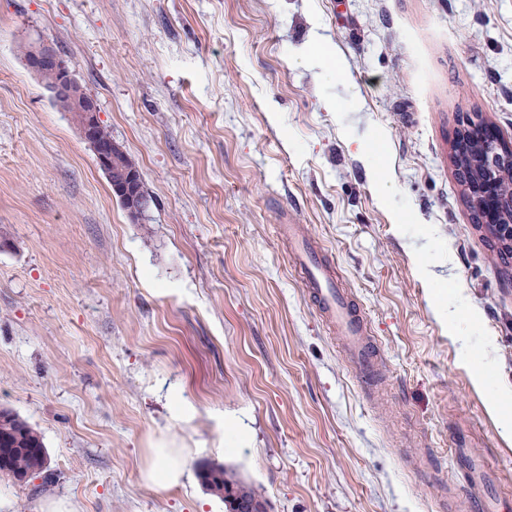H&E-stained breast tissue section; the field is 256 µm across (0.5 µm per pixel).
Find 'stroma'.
<instances>
[{"mask_svg": "<svg viewBox=\"0 0 512 512\" xmlns=\"http://www.w3.org/2000/svg\"><path fill=\"white\" fill-rule=\"evenodd\" d=\"M40 41L139 166L141 222L27 67ZM473 112L512 143V0H0V408L55 474H0V512H225L209 463L269 512H463L458 448L512 498V273L449 157ZM290 222L363 310L371 390ZM162 439L169 490L142 478ZM168 443L162 441L150 448V461L143 470V479L150 485L171 489L180 486L183 467L178 459L179 449L167 447ZM202 485L218 497L224 499V490L229 489L247 504L267 503L263 496L251 485L245 483L238 475L223 465L206 464L198 470Z\"/></svg>", "mask_w": 512, "mask_h": 512, "instance_id": "35a3bbf8", "label": "stroma"}]
</instances>
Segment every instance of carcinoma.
<instances>
[{
  "instance_id": "carcinoma-1",
  "label": "carcinoma",
  "mask_w": 512,
  "mask_h": 512,
  "mask_svg": "<svg viewBox=\"0 0 512 512\" xmlns=\"http://www.w3.org/2000/svg\"><path fill=\"white\" fill-rule=\"evenodd\" d=\"M468 132L470 139L466 145V153L453 161L464 195L467 194L471 182L468 158L484 152L483 144L476 140L477 129L470 128ZM0 472L24 477L29 481L40 478L45 484L52 482L48 454L41 434L19 415L6 408L0 409ZM198 477L207 490L220 498L224 497V490L229 489L247 504L265 502L255 488L222 465H203L198 470Z\"/></svg>"
}]
</instances>
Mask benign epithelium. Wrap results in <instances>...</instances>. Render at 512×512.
Here are the masks:
<instances>
[{
	"instance_id": "7a95c632",
	"label": "benign epithelium",
	"mask_w": 512,
	"mask_h": 512,
	"mask_svg": "<svg viewBox=\"0 0 512 512\" xmlns=\"http://www.w3.org/2000/svg\"><path fill=\"white\" fill-rule=\"evenodd\" d=\"M28 65L37 73L51 71L53 90L67 92L83 108L81 135L93 149L99 168L110 181L112 194L126 204L129 218L137 223L143 219L149 207L143 181L135 162L117 144L100 138L97 105L73 77L64 59L49 44L31 46ZM468 206L474 221L481 228L494 226L498 234L512 237V225H503L505 212L512 213V190L505 192L496 183L482 177L474 192L468 194Z\"/></svg>"
}]
</instances>
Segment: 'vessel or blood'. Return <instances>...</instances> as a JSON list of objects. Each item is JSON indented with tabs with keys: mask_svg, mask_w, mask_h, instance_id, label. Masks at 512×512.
<instances>
[{
	"mask_svg": "<svg viewBox=\"0 0 512 512\" xmlns=\"http://www.w3.org/2000/svg\"><path fill=\"white\" fill-rule=\"evenodd\" d=\"M279 237L289 246V257L299 271L304 288L322 316L336 324L342 334V351L362 386H370L382 360L375 339L351 293L341 287L320 257L319 249L305 240L295 225L279 227ZM465 512H498L501 502L487 492V470L482 457L467 449L455 451Z\"/></svg>",
	"mask_w": 512,
	"mask_h": 512,
	"instance_id": "obj_1",
	"label": "vessel or blood"
}]
</instances>
